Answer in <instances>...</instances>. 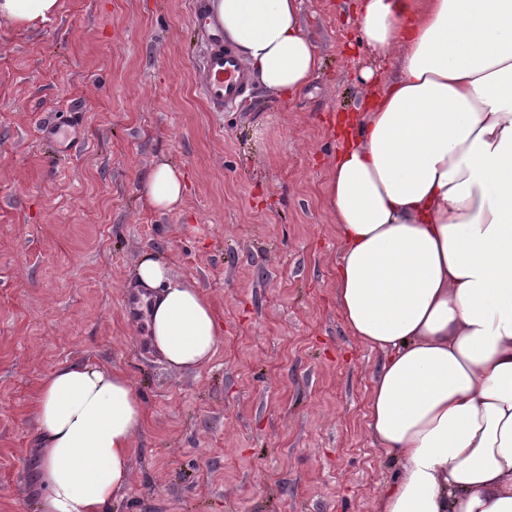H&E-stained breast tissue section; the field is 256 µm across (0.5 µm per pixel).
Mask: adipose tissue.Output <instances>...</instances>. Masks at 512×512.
Segmentation results:
<instances>
[{"instance_id": "obj_1", "label": "adipose tissue", "mask_w": 512, "mask_h": 512, "mask_svg": "<svg viewBox=\"0 0 512 512\" xmlns=\"http://www.w3.org/2000/svg\"><path fill=\"white\" fill-rule=\"evenodd\" d=\"M60 0H0V26L33 29ZM224 37L279 97L321 66L300 0H215ZM358 39L393 72L344 124L325 201L341 243L336 302L349 334L384 358L365 417L396 478L374 512H512V0H361ZM166 161L143 181L159 212L182 205ZM146 339L196 370L223 326L205 293L143 255ZM43 512H102L131 479L142 430L122 370L62 366L40 382Z\"/></svg>"}]
</instances>
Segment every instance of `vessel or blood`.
<instances>
[{
    "label": "vessel or blood",
    "instance_id": "obj_1",
    "mask_svg": "<svg viewBox=\"0 0 512 512\" xmlns=\"http://www.w3.org/2000/svg\"><path fill=\"white\" fill-rule=\"evenodd\" d=\"M203 94L213 109L236 106L250 90L249 74L234 51L225 45L221 36H214L207 51L200 75ZM44 138L73 142L81 137L78 125L49 124L42 130Z\"/></svg>",
    "mask_w": 512,
    "mask_h": 512
}]
</instances>
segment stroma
Returning a JSON list of instances; mask_svg holds the SVG:
<instances>
[{"mask_svg":"<svg viewBox=\"0 0 512 512\" xmlns=\"http://www.w3.org/2000/svg\"><path fill=\"white\" fill-rule=\"evenodd\" d=\"M356 4L301 0L323 58L309 86L255 85L221 112L199 86L193 0H61L42 26L0 27V512H41L40 381L87 362L125 371L145 409L102 512H372L396 476L365 418L383 354L339 316L324 196L330 114L359 105L362 70L389 69ZM49 120L77 121L79 144L43 140ZM163 158L186 186L169 213L141 198ZM148 252L224 325L198 370L159 362L125 308Z\"/></svg>","mask_w":512,"mask_h":512,"instance_id":"1","label":"stroma"}]
</instances>
